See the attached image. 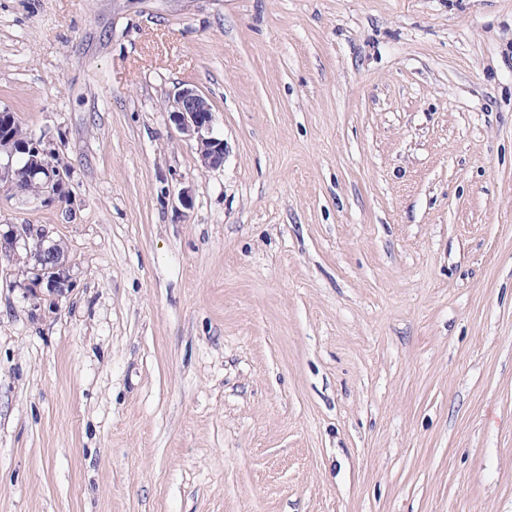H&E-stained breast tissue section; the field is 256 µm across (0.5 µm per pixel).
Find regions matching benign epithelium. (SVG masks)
I'll return each instance as SVG.
<instances>
[{
	"mask_svg": "<svg viewBox=\"0 0 512 512\" xmlns=\"http://www.w3.org/2000/svg\"><path fill=\"white\" fill-rule=\"evenodd\" d=\"M167 109L171 123L183 134L195 140L201 165L216 169L224 163V140L213 134V109L208 99L193 88L179 90L168 101ZM8 161L0 164V183L19 194L27 193V184L36 175H41L39 191L33 195L36 201L52 203L66 197L65 165L54 159L49 142L43 138L29 137L23 144L15 145L7 136L0 137V153ZM28 155V164L15 167L12 159L16 153ZM36 248H30V243ZM32 249L23 266L26 279L21 287L25 298L38 309L41 304L55 302L70 287L68 258L55 250V240L48 230L38 224H9L0 231V264L15 265L19 250Z\"/></svg>",
	"mask_w": 512,
	"mask_h": 512,
	"instance_id": "obj_1",
	"label": "benign epithelium"
}]
</instances>
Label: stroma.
I'll list each match as a JSON object with an SVG mask.
<instances>
[{"mask_svg": "<svg viewBox=\"0 0 512 512\" xmlns=\"http://www.w3.org/2000/svg\"><path fill=\"white\" fill-rule=\"evenodd\" d=\"M0 111V512H512V0H0ZM171 123L196 142L201 165L216 169L224 163V141L213 134V109L208 99L193 88L179 90L167 104ZM6 132L7 130L2 129L1 125L0 154L4 152L8 161L3 165L0 163V183H4L16 193L28 195L27 184L37 174H41L39 191L30 198L41 203H52L64 199L68 193L65 180L67 170L65 165L56 158V154L48 149L50 143L45 142L44 138L29 136L14 117L8 134L19 143L26 141L21 145H14L13 139H10ZM17 150L29 157L28 164L24 167H14L12 164ZM30 241L36 242V248L28 254L22 272L26 279L21 283L24 297L38 309L45 301L54 303L70 287L68 257L55 250V240L48 230L38 224H10L7 230L0 231V264L16 266L19 249L29 250ZM5 261V262H3Z\"/></svg>", "mask_w": 512, "mask_h": 512, "instance_id": "35a3bbf8", "label": "stroma"}]
</instances>
